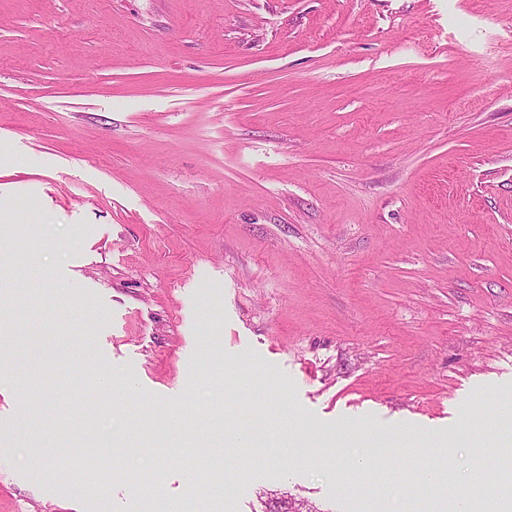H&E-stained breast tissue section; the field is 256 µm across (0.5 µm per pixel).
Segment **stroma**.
Instances as JSON below:
<instances>
[{
  "mask_svg": "<svg viewBox=\"0 0 512 512\" xmlns=\"http://www.w3.org/2000/svg\"><path fill=\"white\" fill-rule=\"evenodd\" d=\"M0 512H372L341 424L512 401V0H0ZM82 456L65 473L35 445ZM380 493L422 507L373 456ZM234 475L221 498L196 465Z\"/></svg>",
  "mask_w": 512,
  "mask_h": 512,
  "instance_id": "stroma-1",
  "label": "stroma"
}]
</instances>
